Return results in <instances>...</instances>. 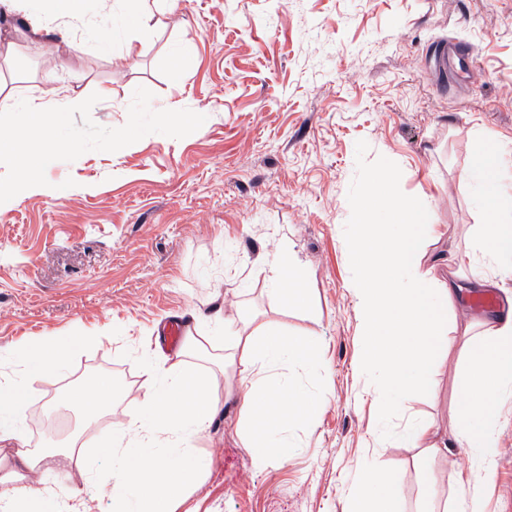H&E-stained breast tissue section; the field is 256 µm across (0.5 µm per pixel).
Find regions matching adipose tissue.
Wrapping results in <instances>:
<instances>
[{"label": "adipose tissue", "mask_w": 512, "mask_h": 512, "mask_svg": "<svg viewBox=\"0 0 512 512\" xmlns=\"http://www.w3.org/2000/svg\"><path fill=\"white\" fill-rule=\"evenodd\" d=\"M85 14L83 0H52L46 12L33 10L31 0H0V24L23 22L36 46H46L56 34L68 31ZM84 100L69 90L60 98L30 101L26 111L45 112L48 123L18 126L11 139L20 147L7 161L20 183L32 180L40 159L22 152L33 138L50 139L61 113L82 108ZM504 151L494 136L479 140L467 178L476 180V201L483 222L471 243L472 278L480 285H497L512 277V191L503 186ZM395 181L384 175L369 184L358 207V220L349 225L347 247L356 271L351 288L360 321L358 373L374 380V402L391 415L405 400L435 394L434 372L452 350H459L463 374L452 407L456 429L451 438L437 436L425 419L410 421L400 442L416 449L421 472V512H484L481 494L459 492L454 499L439 489L445 480L436 464L449 449H469L479 469L490 467L496 453V433L503 406L512 401V314L483 324L466 323L456 339L454 320L463 297L459 274L441 279L437 267L447 258L430 255L428 245L440 235L434 210L394 191ZM384 223H377V213ZM270 295L302 302L301 278L280 254L265 262ZM83 336L54 338L24 349L28 373L58 371L73 352L86 344ZM321 348L306 336H286L272 321L253 324L245 317L225 320L224 351L215 362L224 377L191 367L189 356H205L194 336H187L172 360L146 355L136 364L142 377L143 413L128 420L105 453L109 468L91 456H79L82 480L111 487L112 512H175L183 492L209 468L206 457L191 447L209 427L220 395L237 396L242 421L238 435L256 468L288 459L297 442L293 427L318 413L326 393L313 392L299 381L318 369ZM115 387L103 373L88 386L74 385L56 400L81 410L84 426L111 413ZM26 404L20 383H0V512H46L44 492L19 486L34 471L44 452L29 447L16 417ZM347 512H407L403 487L384 464L361 469L347 497Z\"/></svg>", "instance_id": "1"}]
</instances>
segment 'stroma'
<instances>
[{"label":"stroma","instance_id":"obj_1","mask_svg":"<svg viewBox=\"0 0 512 512\" xmlns=\"http://www.w3.org/2000/svg\"><path fill=\"white\" fill-rule=\"evenodd\" d=\"M84 6L111 14L110 52L88 32L43 52L22 30L0 42V51L14 45L0 58L14 99L67 85L84 97L55 140L28 143L47 157L37 185H18L15 169L0 166V184L15 188L0 204V374L46 339L110 334L61 371L25 377L22 429L49 452L25 487L54 491L62 510L78 483L93 512H112L108 490L81 483L59 450L78 415L46 412L51 388L111 372L117 409L82 437L97 454L140 411L136 356L156 350L164 323L184 315L214 346L219 305L228 317L252 311L288 335H313L329 402L297 430L303 451L258 471L238 438L237 401L225 399L194 443L210 467L177 512H346L381 440L414 504L416 451L396 436L414 416L450 435L461 364L450 353L435 398L381 418L354 373L359 321L344 238L366 185L390 168L399 195L436 211L442 236L430 251L469 275L483 216L460 175L475 132L512 149V0H178L173 10L160 0L149 37L131 52L132 8ZM450 40L469 54L449 72L434 51ZM101 84L113 99L98 97ZM278 249L301 272L306 304L269 297L261 258ZM480 492L488 512H512V423Z\"/></svg>","mask_w":512,"mask_h":512}]
</instances>
